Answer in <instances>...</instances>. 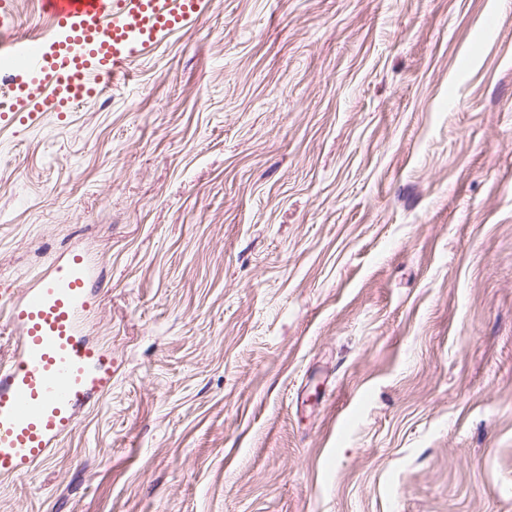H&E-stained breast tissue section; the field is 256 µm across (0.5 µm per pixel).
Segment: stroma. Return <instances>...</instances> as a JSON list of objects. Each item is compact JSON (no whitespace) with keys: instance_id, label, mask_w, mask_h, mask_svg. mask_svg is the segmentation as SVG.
I'll return each mask as SVG.
<instances>
[{"instance_id":"obj_1","label":"stroma","mask_w":512,"mask_h":512,"mask_svg":"<svg viewBox=\"0 0 512 512\" xmlns=\"http://www.w3.org/2000/svg\"><path fill=\"white\" fill-rule=\"evenodd\" d=\"M75 251L112 391L0 512H512V0H209L0 129V290Z\"/></svg>"}]
</instances>
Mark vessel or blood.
Segmentation results:
<instances>
[{"label": "vessel or blood", "mask_w": 512, "mask_h": 512, "mask_svg": "<svg viewBox=\"0 0 512 512\" xmlns=\"http://www.w3.org/2000/svg\"><path fill=\"white\" fill-rule=\"evenodd\" d=\"M39 7L53 39L5 45L13 64L0 68V84L11 97L0 122L34 123L98 98L127 76L133 59L195 22L203 0H39ZM100 292L91 259L75 252L10 302L17 349L0 365V478L23 477L45 461L78 412L111 392L112 354L83 333Z\"/></svg>", "instance_id": "vessel-or-blood-1"}]
</instances>
